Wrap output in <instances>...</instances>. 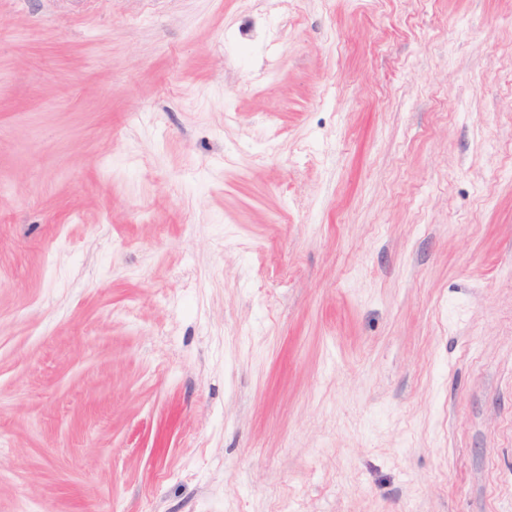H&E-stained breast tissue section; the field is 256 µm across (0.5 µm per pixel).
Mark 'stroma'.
<instances>
[{"mask_svg": "<svg viewBox=\"0 0 512 512\" xmlns=\"http://www.w3.org/2000/svg\"><path fill=\"white\" fill-rule=\"evenodd\" d=\"M0 512H512V0H0Z\"/></svg>", "mask_w": 512, "mask_h": 512, "instance_id": "1", "label": "stroma"}]
</instances>
